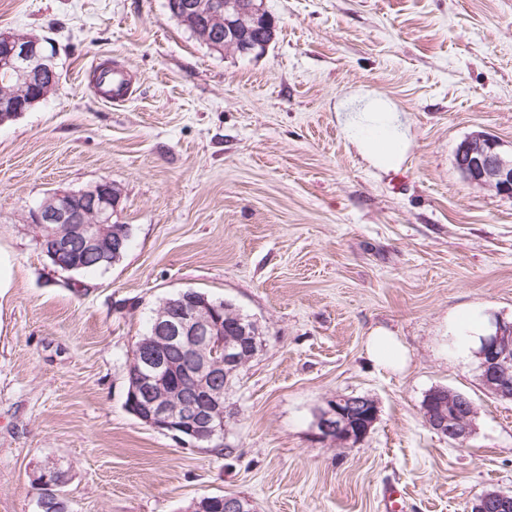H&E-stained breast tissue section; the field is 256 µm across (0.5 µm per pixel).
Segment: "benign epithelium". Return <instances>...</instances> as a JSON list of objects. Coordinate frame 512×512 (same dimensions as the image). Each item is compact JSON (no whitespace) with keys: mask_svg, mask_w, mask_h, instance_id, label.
<instances>
[{"mask_svg":"<svg viewBox=\"0 0 512 512\" xmlns=\"http://www.w3.org/2000/svg\"><path fill=\"white\" fill-rule=\"evenodd\" d=\"M178 14L216 48L242 57L261 53L270 44L260 24L269 20L257 0H182ZM0 71L13 77L23 89L36 96H0V121L24 112L48 96L37 91L43 75L56 73L54 56L35 35H0ZM456 164L469 182L512 194V156L503 153L497 141L476 133L456 153ZM120 192L109 181L85 189H57L32 212V223L40 231L38 243L56 262L71 252L95 246L103 253H119L125 230L112 224ZM235 314L205 300L181 305L170 302L158 311L152 340L133 348L130 362L136 367L137 382L125 408L148 426L169 433L186 447L212 438L227 417L224 390L247 363L244 347L253 344L251 327L238 323L239 334L224 336V317ZM188 350L193 361L183 370L179 386H163L160 379L173 375L177 365L171 354ZM483 385L495 396L512 400V321L498 320L480 338L476 352ZM426 396L423 414L427 426L455 447H463L474 433L476 409L464 394L442 390ZM378 420V406L369 396H336L327 401L315 421L316 435L323 441L354 446L363 442ZM44 498H55L61 487L54 466L34 476ZM220 503L224 512H251L250 501L235 494L211 496L202 502L209 508ZM471 512H512V493L483 491Z\"/></svg>","mask_w":512,"mask_h":512,"instance_id":"7a95c632","label":"benign epithelium"}]
</instances>
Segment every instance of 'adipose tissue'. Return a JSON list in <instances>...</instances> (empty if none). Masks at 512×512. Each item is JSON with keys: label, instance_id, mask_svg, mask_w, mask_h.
Returning <instances> with one entry per match:
<instances>
[{"label": "adipose tissue", "instance_id": "adipose-tissue-1", "mask_svg": "<svg viewBox=\"0 0 512 512\" xmlns=\"http://www.w3.org/2000/svg\"><path fill=\"white\" fill-rule=\"evenodd\" d=\"M343 129L357 153L380 172L398 170L410 147L408 120L382 96L367 94L343 103ZM367 355L375 364L399 368L406 351L397 337L384 328L371 332Z\"/></svg>", "mask_w": 512, "mask_h": 512}]
</instances>
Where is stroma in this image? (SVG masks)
I'll list each match as a JSON object with an SVG mask.
<instances>
[{
  "label": "stroma",
  "instance_id": "1",
  "mask_svg": "<svg viewBox=\"0 0 512 512\" xmlns=\"http://www.w3.org/2000/svg\"><path fill=\"white\" fill-rule=\"evenodd\" d=\"M259 55L208 48L167 0H0V32L45 40L57 89L0 124V512H39L37 467L65 471L71 512H187L202 496L255 512H471L512 490V402L489 393L456 317L512 318V197L468 182L459 145L512 153V0H263ZM121 70L122 104L93 69ZM377 94L407 115L397 172L344 136L341 102ZM102 181L131 244L105 270L58 271L31 212L54 189ZM254 319L263 343L224 404V451L182 446L125 406L127 365L152 312L183 290ZM378 327L407 352L370 361ZM443 386L477 416L466 446L425 423ZM368 396L361 444L313 434L330 398ZM217 502L220 503V507H224L225 512H251V502L245 497L235 494H224V496H211L207 500H204L201 507L209 508ZM223 511V512H224Z\"/></svg>",
  "mask_w": 512,
  "mask_h": 512
}]
</instances>
